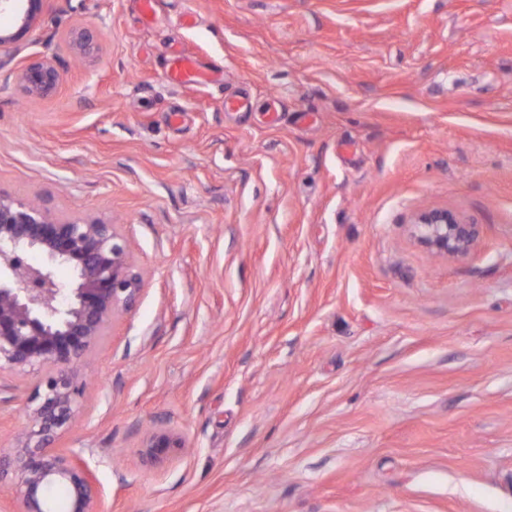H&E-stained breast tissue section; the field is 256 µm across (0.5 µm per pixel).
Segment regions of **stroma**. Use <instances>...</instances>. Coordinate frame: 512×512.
I'll list each match as a JSON object with an SVG mask.
<instances>
[{
    "instance_id": "stroma-1",
    "label": "stroma",
    "mask_w": 512,
    "mask_h": 512,
    "mask_svg": "<svg viewBox=\"0 0 512 512\" xmlns=\"http://www.w3.org/2000/svg\"><path fill=\"white\" fill-rule=\"evenodd\" d=\"M174 48L217 80L169 83ZM0 194L131 241L56 442L99 512H512V0H46L0 51ZM428 208L468 257L410 235ZM158 428L185 448L149 464ZM17 77L32 97H43L60 82V72L50 60H37L21 69ZM412 236L433 254L465 258L477 244L479 229L448 209H425L410 222Z\"/></svg>"
}]
</instances>
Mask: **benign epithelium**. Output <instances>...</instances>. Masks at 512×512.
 Listing matches in <instances>:
<instances>
[{"instance_id":"7a95c632","label":"benign epithelium","mask_w":512,"mask_h":512,"mask_svg":"<svg viewBox=\"0 0 512 512\" xmlns=\"http://www.w3.org/2000/svg\"><path fill=\"white\" fill-rule=\"evenodd\" d=\"M44 0H0V12L17 17L14 31L0 32V49L17 44L40 21ZM93 35L70 31V51L85 54ZM17 77L32 97H43L60 82L50 60H37ZM412 236L430 252L464 258L477 244L479 229L446 209H425L410 222ZM38 253L43 262L31 264ZM66 266L73 280L63 283L56 269ZM142 291V279L131 262L129 240L116 225L96 215L78 221L52 216L35 203L0 194V381L28 369L42 372L25 404V427L14 447L0 451V480L13 475L20 512H54L47 491L67 488L65 512H98L93 475L76 454L65 455L52 439L69 430L80 409L86 385L88 355L111 335L116 315L131 310ZM184 448L174 433L146 434L142 456L158 462Z\"/></svg>"}]
</instances>
